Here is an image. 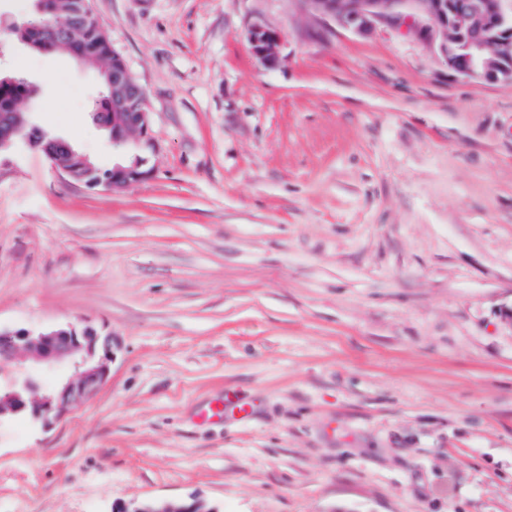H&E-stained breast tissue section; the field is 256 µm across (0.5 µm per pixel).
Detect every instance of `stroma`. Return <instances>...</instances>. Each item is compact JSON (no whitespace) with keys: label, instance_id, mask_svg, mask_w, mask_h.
I'll use <instances>...</instances> for the list:
<instances>
[{"label":"stroma","instance_id":"obj_1","mask_svg":"<svg viewBox=\"0 0 512 512\" xmlns=\"http://www.w3.org/2000/svg\"><path fill=\"white\" fill-rule=\"evenodd\" d=\"M90 7L146 90V174L0 154V328L81 323L114 358L53 426L0 419V512H512V84L304 0ZM0 67L31 124L120 162L94 72L17 42ZM228 391L252 416L198 422ZM281 40L277 31L262 25L252 27L249 34V43L252 53L266 65L276 62V49ZM116 512H215L204 510L202 504L195 498L174 504L166 501H149L132 504H121Z\"/></svg>","mask_w":512,"mask_h":512}]
</instances>
